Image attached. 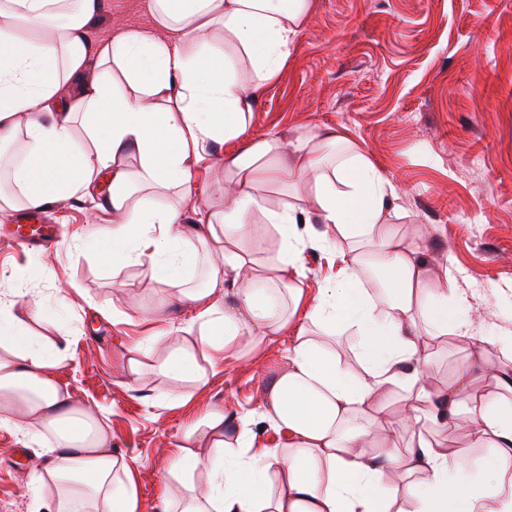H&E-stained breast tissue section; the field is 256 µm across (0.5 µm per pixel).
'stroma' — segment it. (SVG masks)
Returning a JSON list of instances; mask_svg holds the SVG:
<instances>
[{
  "instance_id": "35a3bbf8",
  "label": "stroma",
  "mask_w": 512,
  "mask_h": 512,
  "mask_svg": "<svg viewBox=\"0 0 512 512\" xmlns=\"http://www.w3.org/2000/svg\"><path fill=\"white\" fill-rule=\"evenodd\" d=\"M151 22L147 0H110L95 27L106 34ZM326 127L345 129L395 185L393 224L430 238L432 286L449 270L470 299L481 336L512 331V0H311L309 18L277 78L265 86L243 139L208 146L215 155L243 140ZM59 238L47 251L26 250L0 237V300L18 311L37 305L32 331L69 339L55 380L101 416L117 454L144 466L134 474L143 512L186 489L169 471L184 429L204 412L257 410L268 380L286 363L296 325L254 346L206 383L159 374V352L143 359L130 381L126 358L150 335L156 313L172 330L168 344L189 346L198 331L177 289L141 267L113 271L99 256L97 227L110 213L62 200L47 207ZM81 244H72L74 232ZM114 299L118 313L99 304ZM431 382L447 384L469 369L474 347L449 336L431 343ZM42 445L0 427V512H48L57 493L33 496L22 475L45 462Z\"/></svg>"
}]
</instances>
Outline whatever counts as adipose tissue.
Returning <instances> with one entry per match:
<instances>
[{"mask_svg": "<svg viewBox=\"0 0 512 512\" xmlns=\"http://www.w3.org/2000/svg\"><path fill=\"white\" fill-rule=\"evenodd\" d=\"M309 6L149 0L150 27L93 38L104 0H0V144L21 150L0 185V212L82 199L121 214L97 232L104 262L147 267L179 288L199 323L194 344L160 365L177 380L205 381L201 361L234 357L244 336L256 345L276 338L308 304L312 331L298 334L260 405L287 443L252 447L248 415L206 412L185 430L172 471L203 469L211 481L178 512H512L497 466L512 458V374L497 371L492 394L465 371L430 389L424 346L475 339L470 302L451 273L430 287L420 244L388 222L395 186L344 130L272 132L226 154L232 200L219 212L194 210L203 251L220 250L224 265L206 287L186 285L184 205L199 169L215 161L206 147L245 132ZM273 185L293 201L272 205ZM259 222L278 237L267 266L244 246ZM314 224L324 232L312 234ZM310 247L334 253L336 274L308 303L295 283ZM346 329L359 336L353 364L325 342ZM68 348L31 335L13 304H0V426L51 443L25 487H57L56 512H140L138 457L114 454L95 412L54 379ZM395 386L406 444L373 446L371 426ZM462 413L494 458L429 434ZM394 467L408 480L390 490Z\"/></svg>", "mask_w": 512, "mask_h": 512, "instance_id": "adipose-tissue-1", "label": "adipose tissue"}]
</instances>
